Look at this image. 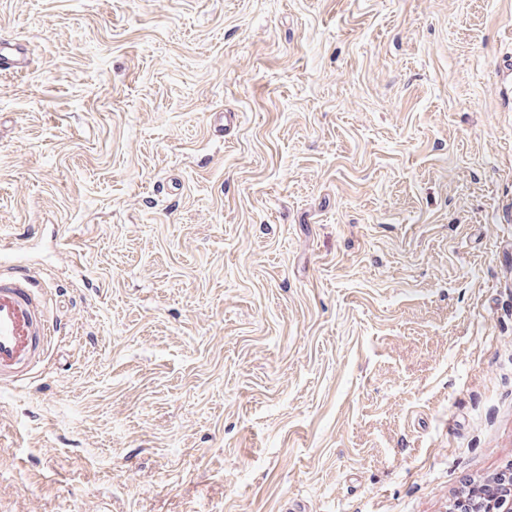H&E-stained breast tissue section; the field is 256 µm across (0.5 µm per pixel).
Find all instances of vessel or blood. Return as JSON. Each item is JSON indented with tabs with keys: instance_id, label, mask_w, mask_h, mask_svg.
Listing matches in <instances>:
<instances>
[{
	"instance_id": "1",
	"label": "vessel or blood",
	"mask_w": 512,
	"mask_h": 512,
	"mask_svg": "<svg viewBox=\"0 0 512 512\" xmlns=\"http://www.w3.org/2000/svg\"><path fill=\"white\" fill-rule=\"evenodd\" d=\"M39 297L40 284L26 270L0 273V377L28 365L50 332Z\"/></svg>"
}]
</instances>
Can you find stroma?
<instances>
[{"label":"stroma","mask_w":512,"mask_h":512,"mask_svg":"<svg viewBox=\"0 0 512 512\" xmlns=\"http://www.w3.org/2000/svg\"><path fill=\"white\" fill-rule=\"evenodd\" d=\"M0 512H449L512 465V0H0ZM40 283L20 267L0 273V379L28 365L50 325L40 308Z\"/></svg>","instance_id":"1"}]
</instances>
